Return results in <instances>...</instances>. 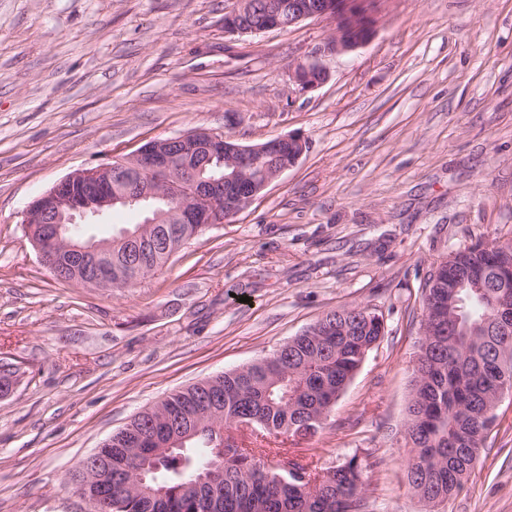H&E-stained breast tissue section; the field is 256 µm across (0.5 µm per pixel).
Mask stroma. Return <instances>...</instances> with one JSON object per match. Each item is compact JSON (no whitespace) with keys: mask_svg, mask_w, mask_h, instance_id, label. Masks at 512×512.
Segmentation results:
<instances>
[{"mask_svg":"<svg viewBox=\"0 0 512 512\" xmlns=\"http://www.w3.org/2000/svg\"><path fill=\"white\" fill-rule=\"evenodd\" d=\"M227 0H0V512H86L72 477L137 413L242 368L335 309L385 332L325 429L291 449L367 465L363 512H425L401 429L423 288L448 255L512 237V0H376L372 37L292 65L329 19L224 32ZM191 130L253 145L297 133L298 163L131 288L56 280L22 222L69 173ZM437 512H512V397Z\"/></svg>","mask_w":512,"mask_h":512,"instance_id":"1","label":"stroma"}]
</instances>
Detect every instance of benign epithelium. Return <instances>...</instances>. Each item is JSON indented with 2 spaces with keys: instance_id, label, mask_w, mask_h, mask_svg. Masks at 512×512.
<instances>
[{
  "instance_id": "1",
  "label": "benign epithelium",
  "mask_w": 512,
  "mask_h": 512,
  "mask_svg": "<svg viewBox=\"0 0 512 512\" xmlns=\"http://www.w3.org/2000/svg\"><path fill=\"white\" fill-rule=\"evenodd\" d=\"M253 0H231L224 13V32L230 36H248L273 29H286L314 18L336 20V33L314 51V59L297 64L292 79L302 90L314 89L328 79L318 58L345 56L370 38L374 18L370 0H284L268 4L263 24L246 21L253 12ZM307 141L299 134H288L258 145H242L222 133L193 130L181 135L151 140L122 162L148 178V183L122 195L112 193L110 163L78 169L27 206L23 223L28 235L37 224L46 225L43 236L34 241L44 266L56 272L62 251H69L97 265L100 254L112 240L82 243L71 231L87 216L112 210L117 203L133 205L150 198L173 201L184 224L224 223V217L241 211L272 182L294 167L305 153ZM288 153L292 161L265 173L258 183L249 169L268 155ZM99 472L101 493L91 496L79 491L91 512H110L118 508L119 498L112 495V465L93 453L83 461Z\"/></svg>"
}]
</instances>
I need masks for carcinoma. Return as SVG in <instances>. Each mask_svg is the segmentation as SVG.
I'll list each match as a JSON object with an SVG mask.
<instances>
[{
	"mask_svg": "<svg viewBox=\"0 0 512 512\" xmlns=\"http://www.w3.org/2000/svg\"><path fill=\"white\" fill-rule=\"evenodd\" d=\"M203 235L198 224H151L130 266L128 246L112 240L102 270L130 288L162 269L178 241ZM442 284L426 280L424 332L417 341L403 425L409 486L432 510L456 494L480 461L496 420L500 387L512 384V328L496 319L512 307V239L478 242L449 254ZM384 332L365 307L326 313L279 352L190 385L139 412L118 441H104L112 475L123 478V512H196L197 476L219 473L215 512H362L365 466L354 455L321 471L274 466L282 438H315L337 399ZM248 436L232 435L240 419ZM158 491L145 495L139 476Z\"/></svg>",
	"mask_w": 512,
	"mask_h": 512,
	"instance_id": "carcinoma-1",
	"label": "carcinoma"
}]
</instances>
